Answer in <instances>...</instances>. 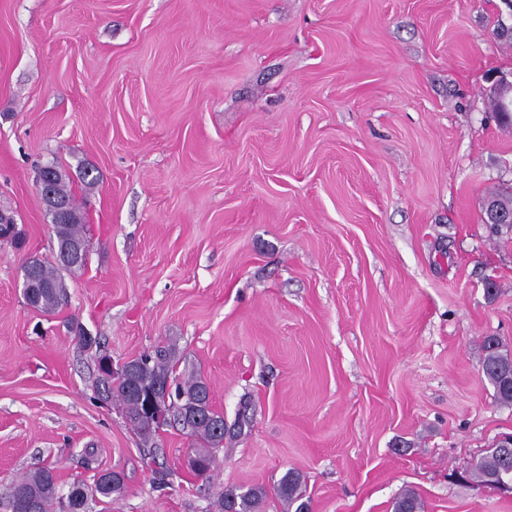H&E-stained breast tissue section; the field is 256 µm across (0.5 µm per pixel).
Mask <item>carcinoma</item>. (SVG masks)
Listing matches in <instances>:
<instances>
[{
	"label": "carcinoma",
	"instance_id": "cac0c4a2",
	"mask_svg": "<svg viewBox=\"0 0 512 512\" xmlns=\"http://www.w3.org/2000/svg\"><path fill=\"white\" fill-rule=\"evenodd\" d=\"M55 169L56 194L69 203L78 219L72 224H54L53 232L57 239L54 262L40 259L31 262L36 288L32 293L23 294L30 307L50 313L59 305L65 290L61 272L75 273L85 268L87 256L75 260L67 266L63 255L76 244L86 245V224L79 205L69 188V175L58 164ZM484 360L482 370L495 389L496 399L504 405H512V392L503 390L499 381L505 373L512 374V354L503 350L499 339L489 336L483 341ZM180 361L176 345L146 352L125 362L118 369L100 371L97 392L105 401H115L128 409L127 421L144 442H149L161 426L154 416L142 412L137 391L157 383H170L173 398L170 399L171 419L187 431V435L198 443L195 454L201 462V470L195 472L200 478H208L215 464V452L224 446V414L216 411L212 404L209 384L197 373L183 378L176 377V367ZM512 469V458L505 461L493 452L487 451L471 467L470 477L486 484L505 468ZM303 480L296 471H288L274 488L278 498L287 508L295 512H309L305 501ZM123 476L114 471L106 479L95 474L90 485L76 482L69 486L67 498L68 512H89L90 502L98 497L110 498L123 489ZM10 495L0 497V512L12 508L14 512H52L53 505L60 498L56 473L49 466L16 477L7 488ZM267 498V490L261 486L244 489L230 486L220 493L214 507L215 512H262ZM423 505L415 492L405 491L395 502L393 512H422Z\"/></svg>",
	"mask_w": 512,
	"mask_h": 512
}]
</instances>
